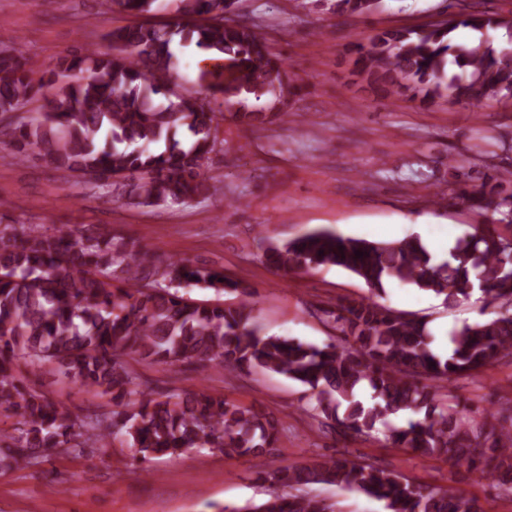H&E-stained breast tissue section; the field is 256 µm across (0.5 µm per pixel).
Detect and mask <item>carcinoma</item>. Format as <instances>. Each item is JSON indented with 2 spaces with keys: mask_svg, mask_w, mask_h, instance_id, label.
Instances as JSON below:
<instances>
[{
  "mask_svg": "<svg viewBox=\"0 0 512 512\" xmlns=\"http://www.w3.org/2000/svg\"><path fill=\"white\" fill-rule=\"evenodd\" d=\"M138 15L157 0H106ZM381 0H337L343 12L369 13ZM236 0H178V16L162 25L133 24L104 35L107 49L58 59L56 90L27 127L9 130L11 160L37 149L64 171L106 174L128 182L142 204H186L210 190L204 172L218 144L217 116L263 126L284 114L301 90L288 61L274 55L252 27L230 18ZM478 33L458 44L459 27ZM512 29V20L467 3L446 20L419 30L386 29L348 49L350 74L377 96L424 104L444 98L475 105L512 96V47L495 51L485 32ZM188 48L205 66L206 97L171 93L175 51ZM16 39L0 40V110L40 100ZM512 169L502 167L460 197L479 217L448 259L432 261L418 237L370 242L316 230L271 245L266 263L283 275L322 266L349 271L371 296L322 310L336 331L323 346L266 336L254 326L253 292L224 272L185 262L156 264L154 254L108 234L0 230V410L16 421L0 436V468L35 465L43 453L71 454L122 437L139 464L156 455L209 448L226 458L259 457L275 447V420L206 388L126 397L143 385L123 361L137 353L168 365L193 363L226 370L271 372L315 392L321 424L341 434L378 430L394 447L479 468L512 495V422L487 433L466 412L439 399L444 383L512 358ZM504 227L508 233L498 230ZM363 253L358 258L355 252ZM389 281L414 286L451 306L480 289L481 301L501 308L490 320L450 333L443 359L429 346L427 322L378 300ZM216 294L214 301L181 295L182 284ZM234 298L226 302L221 296ZM23 359L53 365L74 383L112 398V411L82 418L64 413L15 375ZM427 383L422 384L418 379ZM403 410L423 414L396 426ZM269 498L218 512H336L318 495L291 490L315 484L355 490L385 503L387 512H478L473 499L412 483L368 462L330 457L261 475Z\"/></svg>",
  "mask_w": 512,
  "mask_h": 512,
  "instance_id": "1",
  "label": "carcinoma"
}]
</instances>
